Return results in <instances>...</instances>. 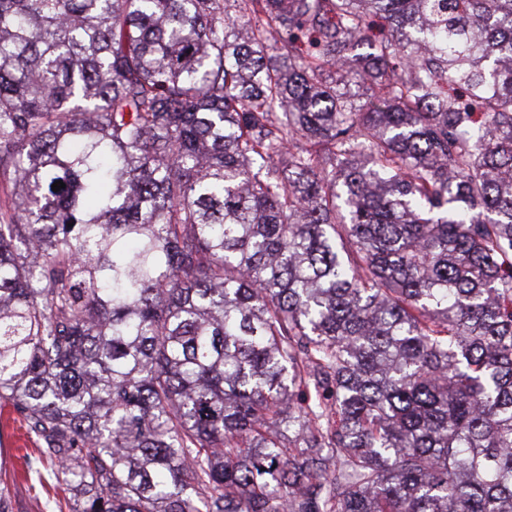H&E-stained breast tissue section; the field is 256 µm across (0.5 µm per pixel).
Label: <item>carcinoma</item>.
I'll return each instance as SVG.
<instances>
[{
    "instance_id": "obj_1",
    "label": "carcinoma",
    "mask_w": 512,
    "mask_h": 512,
    "mask_svg": "<svg viewBox=\"0 0 512 512\" xmlns=\"http://www.w3.org/2000/svg\"><path fill=\"white\" fill-rule=\"evenodd\" d=\"M0 179L69 512H512V0H0Z\"/></svg>"
}]
</instances>
